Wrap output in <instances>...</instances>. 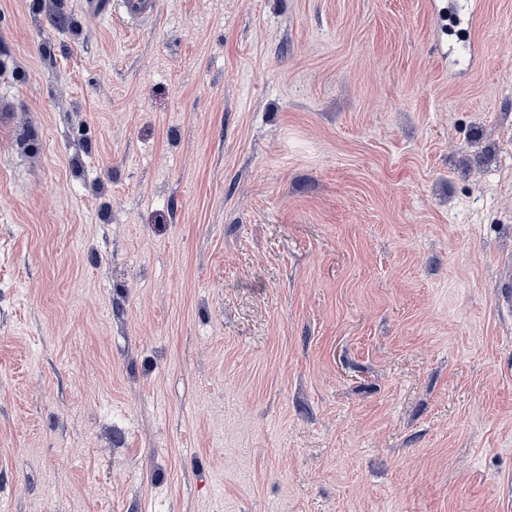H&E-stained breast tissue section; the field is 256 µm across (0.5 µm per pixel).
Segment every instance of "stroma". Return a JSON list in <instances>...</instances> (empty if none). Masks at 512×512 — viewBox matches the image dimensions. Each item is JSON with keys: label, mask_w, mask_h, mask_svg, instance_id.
Wrapping results in <instances>:
<instances>
[{"label": "stroma", "mask_w": 512, "mask_h": 512, "mask_svg": "<svg viewBox=\"0 0 512 512\" xmlns=\"http://www.w3.org/2000/svg\"><path fill=\"white\" fill-rule=\"evenodd\" d=\"M0 0V512H512V0ZM122 25L125 28H132L143 21L152 19L158 10L157 0H123Z\"/></svg>", "instance_id": "35a3bbf8"}]
</instances>
